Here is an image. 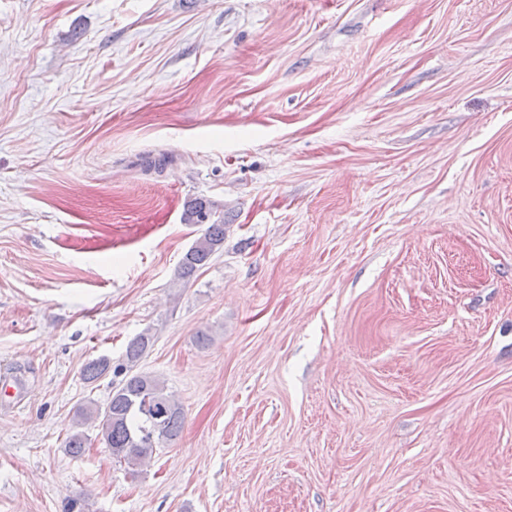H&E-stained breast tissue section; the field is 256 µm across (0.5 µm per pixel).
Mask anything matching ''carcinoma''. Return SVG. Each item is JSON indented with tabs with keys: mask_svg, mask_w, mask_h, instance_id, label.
I'll return each mask as SVG.
<instances>
[{
	"mask_svg": "<svg viewBox=\"0 0 512 512\" xmlns=\"http://www.w3.org/2000/svg\"><path fill=\"white\" fill-rule=\"evenodd\" d=\"M181 221L204 227L185 252L178 278L190 280L222 251L226 223L224 205L205 197L188 200ZM154 336L146 331L127 345L123 369L126 376L114 387L105 407L92 401L80 405L74 414L73 429L64 441L65 451L73 457L84 453L90 441L82 427L96 430V439L107 449L112 459L126 466L131 475L160 448L173 444L180 436L184 409L160 378L134 367L152 347ZM110 361L99 357L88 361L82 370V380L92 385L106 375Z\"/></svg>",
	"mask_w": 512,
	"mask_h": 512,
	"instance_id": "1",
	"label": "carcinoma"
}]
</instances>
